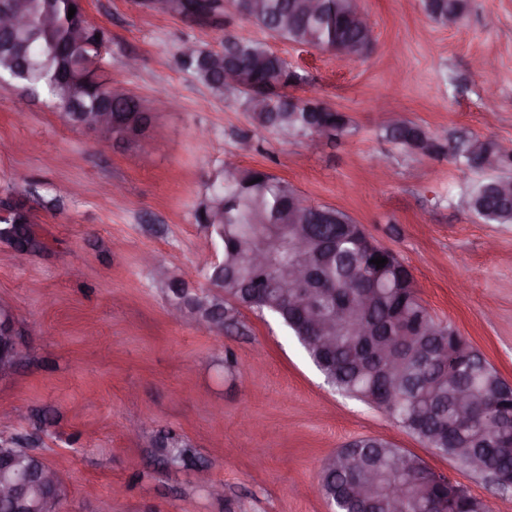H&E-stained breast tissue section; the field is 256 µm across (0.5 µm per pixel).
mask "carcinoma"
<instances>
[{"label":"carcinoma","mask_w":512,"mask_h":512,"mask_svg":"<svg viewBox=\"0 0 512 512\" xmlns=\"http://www.w3.org/2000/svg\"><path fill=\"white\" fill-rule=\"evenodd\" d=\"M345 0H321L320 14L313 16L301 7V0H261V10L249 7L250 0H224L254 27L273 38L332 51L350 44L362 48L360 57L372 50L368 23L352 18ZM29 26L21 38H34L30 64L23 78L15 83L33 96H45L59 118L75 126L77 118L64 97L62 84L79 89L82 112L92 113L105 93L106 79L96 81L104 38L85 18L80 0H16ZM75 7L68 18L69 7ZM219 7L217 0L203 4L191 0L176 3L159 0V9L181 18L207 21ZM423 13L440 25L453 16L461 19L466 0H420ZM180 66L217 94L232 91L240 95L251 112L256 128L283 136H307L311 126L336 131V139L349 133L350 119L343 113L312 100H304L288 110V87L301 76L267 44L249 37H229L220 51L197 48L189 57H178ZM232 65L250 73V88L224 82V66ZM112 116L121 119L139 111L140 101L127 94H114L108 102ZM389 141L410 151L438 156L449 149L466 169L484 172L483 153L490 152L500 165L512 163V155L496 141L478 136L470 140L481 145L471 155L459 144L447 147L424 127L408 121L392 122L384 128ZM482 178L471 184L468 198L480 204L474 214L486 223L512 224V176L498 177V186ZM297 192L288 182L260 169H237L228 177L220 169L206 183L196 209L197 222L210 232L214 244L224 250V275L204 272L216 292L196 300L211 305L222 294L224 322L234 321L238 306L275 315L293 334H301V317L288 301V275L300 254L282 242L266 267L255 268L249 252L260 237L289 225L296 206ZM307 254L324 278L322 310L331 318L336 344V371L320 369L332 386L343 394L388 412L405 430L429 448L460 464L473 455L488 459L493 472L512 476V447L497 448L498 415L512 411V389L474 347L469 353L452 358L455 345L466 343L454 326L435 319L423 305L414 288L394 287L398 270L395 254L365 244L366 232L360 224H310ZM381 256L387 264L378 268L371 260ZM371 325L374 333L363 336L357 327ZM395 342L399 362L388 369L383 365L358 363L357 354L373 343ZM469 388L485 395L484 412L468 422L455 416L454 398L458 389ZM401 449L380 438H361L345 445L325 462L320 481L322 494L336 512H364L352 493L355 482L366 479L377 512H428V504L438 500L442 512H488L487 505L469 493L451 496L448 486L432 483L420 489L418 476L424 474L423 461L408 455L406 467L394 465ZM164 463L178 467L194 457L189 446L174 439L158 448ZM32 462L28 448L0 450V462Z\"/></svg>","instance_id":"obj_1"}]
</instances>
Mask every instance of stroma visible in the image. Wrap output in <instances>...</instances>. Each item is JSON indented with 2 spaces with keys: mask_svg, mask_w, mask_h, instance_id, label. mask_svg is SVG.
<instances>
[{
  "mask_svg": "<svg viewBox=\"0 0 512 512\" xmlns=\"http://www.w3.org/2000/svg\"><path fill=\"white\" fill-rule=\"evenodd\" d=\"M82 4L105 36V77L144 105L168 106L154 115L149 151H102L43 99L0 85V217L21 208L39 243L20 263L0 238V304L22 332L19 362L0 379V409L13 412L0 418V443L26 441L65 474L59 512H329L323 465L365 436L418 456L489 512H512V488L332 389L272 315L237 308L221 335L172 319L144 262L206 287L199 267L212 245L195 211L232 157L362 224L410 270L429 312L512 383V224L470 212L477 173L380 134L395 114L448 143L475 134L512 152V0H468L453 28L419 0H361L374 48L351 62L269 39L302 77L292 94L351 120L348 136L317 149L256 129L240 96L214 94L178 64L186 40L219 51L230 36L260 38L234 11L208 27L140 0ZM165 433L193 448L196 464L158 465Z\"/></svg>",
  "mask_w": 512,
  "mask_h": 512,
  "instance_id": "obj_1",
  "label": "stroma"
}]
</instances>
